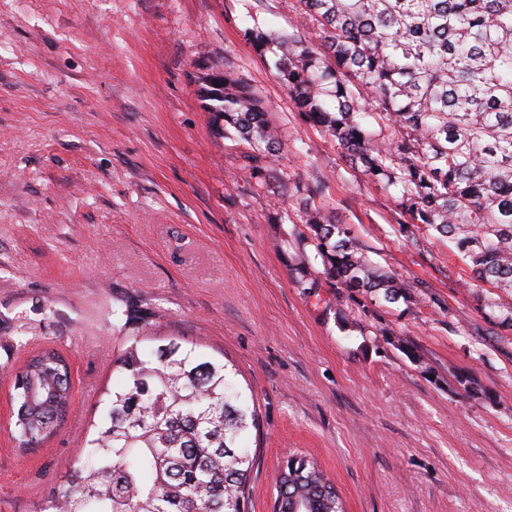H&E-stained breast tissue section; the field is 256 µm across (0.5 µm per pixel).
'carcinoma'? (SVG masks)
<instances>
[{"label":"carcinoma","mask_w":512,"mask_h":512,"mask_svg":"<svg viewBox=\"0 0 512 512\" xmlns=\"http://www.w3.org/2000/svg\"><path fill=\"white\" fill-rule=\"evenodd\" d=\"M322 31L314 48L258 27L244 38L283 49L276 75L304 120L324 130L351 167L397 191L400 230L453 241L470 279L512 289V0H297ZM205 97L224 134L249 145L244 168L259 189L284 147L260 100L231 73ZM294 186L312 247L309 267L353 293L414 298L412 285L374 265L371 250ZM104 392L79 465L64 476L56 512H247L256 426L253 396L224 358L178 338L127 347ZM12 438L22 454L59 432L73 406L69 362L32 355L13 384ZM278 471L277 496L298 512H344L334 484L304 456Z\"/></svg>","instance_id":"cac0c4a2"}]
</instances>
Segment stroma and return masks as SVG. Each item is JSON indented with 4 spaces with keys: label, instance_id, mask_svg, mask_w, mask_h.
<instances>
[{
    "label": "stroma",
    "instance_id": "stroma-1",
    "mask_svg": "<svg viewBox=\"0 0 512 512\" xmlns=\"http://www.w3.org/2000/svg\"><path fill=\"white\" fill-rule=\"evenodd\" d=\"M255 26L321 44L296 0H0V512H53L121 342L169 337L223 353L254 395L248 512H272L296 454L346 512H512V290L472 281L447 239L395 231V191L303 119ZM226 71L281 128L284 185L255 189L209 112ZM295 183L414 301L304 293ZM46 346L74 406L25 457L2 420Z\"/></svg>",
    "mask_w": 512,
    "mask_h": 512
}]
</instances>
